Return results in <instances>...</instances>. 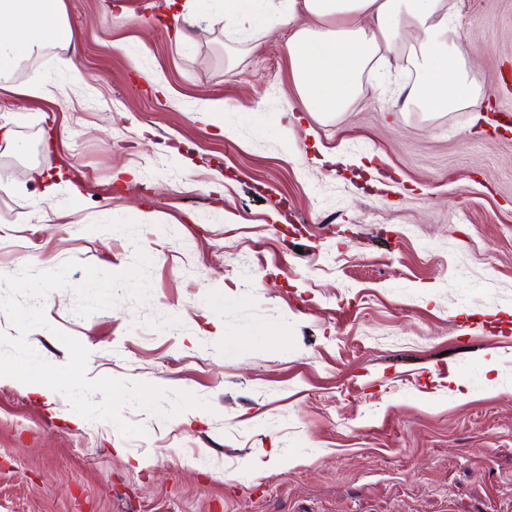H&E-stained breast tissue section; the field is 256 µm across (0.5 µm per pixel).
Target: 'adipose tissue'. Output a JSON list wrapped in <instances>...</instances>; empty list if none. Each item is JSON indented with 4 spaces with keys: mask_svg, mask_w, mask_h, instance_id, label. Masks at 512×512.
Returning <instances> with one entry per match:
<instances>
[{
    "mask_svg": "<svg viewBox=\"0 0 512 512\" xmlns=\"http://www.w3.org/2000/svg\"><path fill=\"white\" fill-rule=\"evenodd\" d=\"M268 29L294 26L286 45L293 89L307 111L332 116L351 107L362 79L376 62L411 38L408 62L416 80L402 107L453 112L477 107L482 86L470 56L452 35V11L444 0H259ZM62 0H0V92L51 96L40 74L17 84L23 61L45 48L65 46L72 32Z\"/></svg>",
    "mask_w": 512,
    "mask_h": 512,
    "instance_id": "adipose-tissue-1",
    "label": "adipose tissue"
}]
</instances>
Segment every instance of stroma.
Instances as JSON below:
<instances>
[{
	"label": "stroma",
	"mask_w": 512,
	"mask_h": 512,
	"mask_svg": "<svg viewBox=\"0 0 512 512\" xmlns=\"http://www.w3.org/2000/svg\"><path fill=\"white\" fill-rule=\"evenodd\" d=\"M476 110L401 109L389 58L349 111L291 90L286 26L199 0H63L53 96L0 111V275L76 261L26 335L89 378L204 400L127 405L126 436L0 379V512H512V0H453ZM223 114L206 122L205 103ZM50 203L77 224L31 219ZM82 196L72 199L67 184ZM151 260L150 295L83 317V265Z\"/></svg>",
	"instance_id": "1"
}]
</instances>
